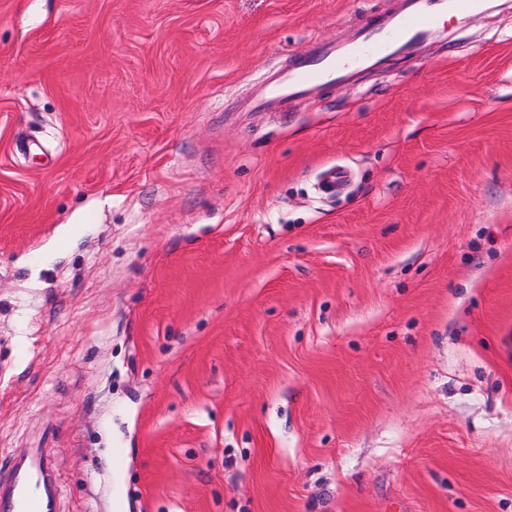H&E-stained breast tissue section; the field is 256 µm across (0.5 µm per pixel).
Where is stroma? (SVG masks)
<instances>
[{"mask_svg":"<svg viewBox=\"0 0 512 512\" xmlns=\"http://www.w3.org/2000/svg\"><path fill=\"white\" fill-rule=\"evenodd\" d=\"M403 3L0 0V479L512 512V0L252 106ZM350 178V172L343 167L328 168L320 177V190L327 195H336L345 190Z\"/></svg>","mask_w":512,"mask_h":512,"instance_id":"obj_1","label":"stroma"}]
</instances>
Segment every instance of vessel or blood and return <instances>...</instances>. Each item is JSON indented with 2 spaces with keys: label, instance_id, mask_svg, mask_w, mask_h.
Listing matches in <instances>:
<instances>
[{
  "label": "vessel or blood",
  "instance_id": "vessel-or-blood-1",
  "mask_svg": "<svg viewBox=\"0 0 512 512\" xmlns=\"http://www.w3.org/2000/svg\"><path fill=\"white\" fill-rule=\"evenodd\" d=\"M481 0H410L409 12L388 31L366 27L362 35L342 56H321L312 62H299L294 71L286 73L272 88V97L306 91L323 81L344 79L348 69L387 49L389 45L404 46L415 51L428 36L441 14L470 12ZM350 172L342 167L325 170L319 181L321 191L328 195L342 192L350 182ZM57 490L50 478V464L40 449H29L25 463L15 464L0 482V512H56Z\"/></svg>",
  "mask_w": 512,
  "mask_h": 512
}]
</instances>
